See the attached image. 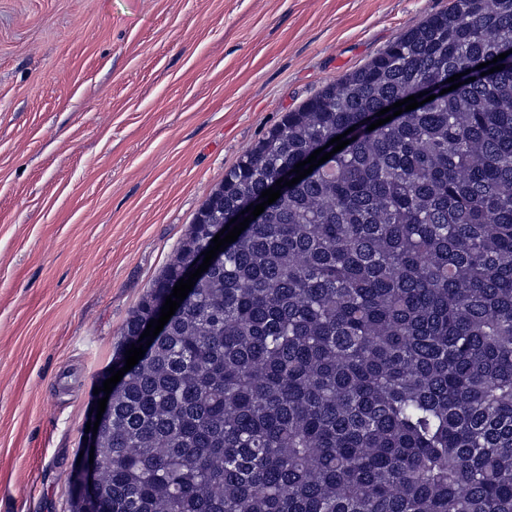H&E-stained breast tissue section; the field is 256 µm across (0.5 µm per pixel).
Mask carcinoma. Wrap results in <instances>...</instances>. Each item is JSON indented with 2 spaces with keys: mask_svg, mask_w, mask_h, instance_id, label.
Masks as SVG:
<instances>
[{
  "mask_svg": "<svg viewBox=\"0 0 512 512\" xmlns=\"http://www.w3.org/2000/svg\"><path fill=\"white\" fill-rule=\"evenodd\" d=\"M507 45L512 0H453L224 174L115 369L217 220L351 140L249 223L112 388L98 481L74 475L69 512H512V55L466 82Z\"/></svg>",
  "mask_w": 512,
  "mask_h": 512,
  "instance_id": "obj_1",
  "label": "carcinoma"
}]
</instances>
